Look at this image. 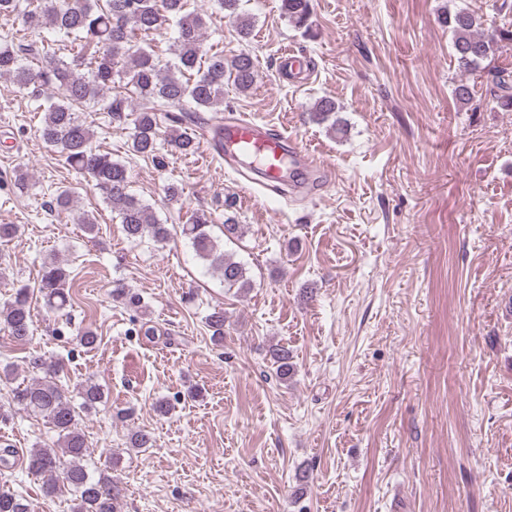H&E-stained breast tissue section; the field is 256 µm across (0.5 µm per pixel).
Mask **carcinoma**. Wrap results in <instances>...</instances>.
Here are the masks:
<instances>
[{
	"label": "carcinoma",
	"instance_id": "cac0c4a2",
	"mask_svg": "<svg viewBox=\"0 0 512 512\" xmlns=\"http://www.w3.org/2000/svg\"><path fill=\"white\" fill-rule=\"evenodd\" d=\"M219 8L237 22L239 35H251L252 22L238 12L240 0H215ZM285 14L299 27L310 28V0H282ZM0 15H14L24 29L39 36L49 28L69 43L68 59L57 52L39 49L9 36L0 37V76H7L20 88L47 93L45 102L34 111L43 113L38 137L60 153L76 173L88 178L94 189L120 219L125 237L132 242L144 239L165 243L172 237L168 225L159 222L153 208L129 190L127 166L112 159L94 144L92 126L79 119L76 108L90 106L112 119H126L127 93H132L140 107L133 111L134 131L130 152L162 164L158 155L159 132L156 113L164 108L182 110L189 100L195 113L184 119L201 120L202 112H219L224 107V54L211 53L203 47L206 31L205 13L191 6L190 0H0ZM441 23L452 35L458 67L472 72L494 55L498 43L512 42V30L485 33L482 16L474 11L448 5L440 15ZM168 21L175 22L172 44L175 62L163 67L149 43ZM230 74L237 87L249 90L256 80L250 54L242 53L231 63ZM499 90L496 103L512 111V73L503 69L495 76ZM319 122L328 121L338 112L336 100L319 98L313 107ZM167 145L181 154L196 150L194 138L171 130ZM58 212L74 207L68 188L57 191L52 200ZM210 217L199 213L181 225L180 235L196 256L210 262L220 273L224 285L240 290L251 287L244 264L224 254V245L209 231ZM70 273L59 262L44 266L39 290L52 310L71 305L68 281ZM212 337H224V310L216 309L206 318ZM0 329L17 342L32 338L33 319L28 287L16 289L13 297L0 305ZM275 376L283 381L294 373L290 352L285 347L271 351ZM28 365L45 372V377L12 390L13 405L44 417L57 433L51 447L27 451L29 470L46 477L45 496L55 497L66 490L73 496V512H119L120 489L117 482L89 472V451L78 427L76 408L91 410L104 401L103 388L91 381L78 391L82 402L74 406L72 398L55 381L58 368L40 356L28 358ZM154 438L147 430H136L128 438V447H153ZM0 512H29L23 495L0 491Z\"/></svg>",
	"mask_w": 512,
	"mask_h": 512
}]
</instances>
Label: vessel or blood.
<instances>
[{"label": "vessel or blood", "instance_id": "b4317fda", "mask_svg": "<svg viewBox=\"0 0 512 512\" xmlns=\"http://www.w3.org/2000/svg\"><path fill=\"white\" fill-rule=\"evenodd\" d=\"M222 137L227 151L259 157L265 175L271 179L281 177L284 162L288 159L313 172L319 166L314 155L297 146L287 135L265 130L246 118L224 124Z\"/></svg>", "mask_w": 512, "mask_h": 512}]
</instances>
